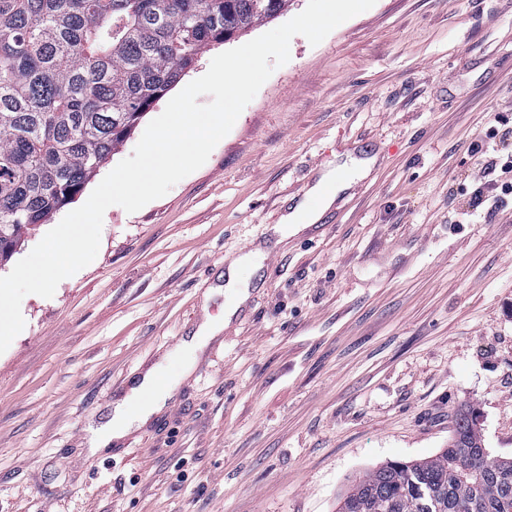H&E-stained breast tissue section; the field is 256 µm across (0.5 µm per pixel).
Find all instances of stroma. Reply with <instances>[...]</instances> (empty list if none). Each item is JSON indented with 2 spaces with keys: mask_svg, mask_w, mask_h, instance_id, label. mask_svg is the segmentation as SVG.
Here are the masks:
<instances>
[{
  "mask_svg": "<svg viewBox=\"0 0 512 512\" xmlns=\"http://www.w3.org/2000/svg\"><path fill=\"white\" fill-rule=\"evenodd\" d=\"M498 114L510 151L512 0H376L294 36L201 168L109 207L95 260L23 298L0 512H336L368 469L445 448L463 405L512 457V197L475 205L493 152L468 150ZM353 159L366 175L283 230ZM155 365L166 406L91 451Z\"/></svg>",
  "mask_w": 512,
  "mask_h": 512,
  "instance_id": "1",
  "label": "stroma"
}]
</instances>
